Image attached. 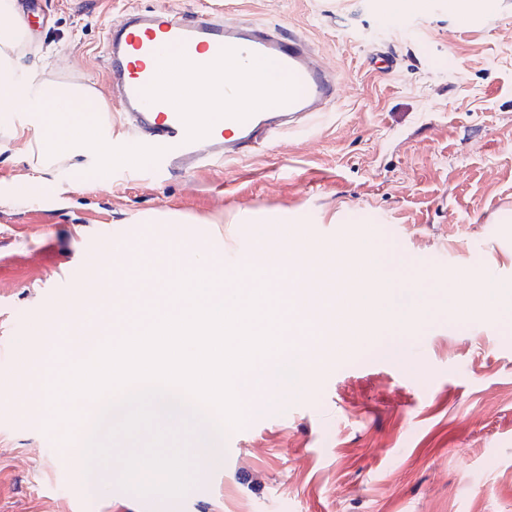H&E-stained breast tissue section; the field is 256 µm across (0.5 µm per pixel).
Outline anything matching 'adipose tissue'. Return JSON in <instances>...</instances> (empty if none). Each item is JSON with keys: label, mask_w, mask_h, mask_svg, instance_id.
Segmentation results:
<instances>
[{"label": "adipose tissue", "mask_w": 512, "mask_h": 512, "mask_svg": "<svg viewBox=\"0 0 512 512\" xmlns=\"http://www.w3.org/2000/svg\"><path fill=\"white\" fill-rule=\"evenodd\" d=\"M25 43L23 31L0 28V118L10 119L24 106L32 112H51V121L38 129L46 159L70 154L91 140L99 141L104 159H111V144L102 142L97 121L82 111L84 103L94 94L92 87L47 82L33 99L26 86L13 78L12 73L24 55ZM261 73L258 65L228 67L212 63L202 69L188 66L182 71L180 89L202 97L210 111L220 112L224 109L225 84H234L247 100L268 96ZM457 275L467 287L451 294L452 311L464 312L472 321L491 323L512 315L511 282L491 279L472 267L459 269Z\"/></svg>", "instance_id": "ef3b65f1"}]
</instances>
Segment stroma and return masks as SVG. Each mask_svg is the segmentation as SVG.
Instances as JSON below:
<instances>
[{
	"instance_id": "1",
	"label": "stroma",
	"mask_w": 512,
	"mask_h": 512,
	"mask_svg": "<svg viewBox=\"0 0 512 512\" xmlns=\"http://www.w3.org/2000/svg\"><path fill=\"white\" fill-rule=\"evenodd\" d=\"M499 2L484 28L435 0L403 14L370 0H20V81L89 85L111 112L104 43L130 8L239 4V18L303 34L345 89L308 127L187 176L137 169L127 136L111 166L91 144L45 165L34 129L0 123V345L44 317L63 276L81 283L114 235L146 261L170 234L220 255L267 224L331 251L371 223L396 296L442 260L449 275L478 260L512 280V226L497 221L512 214V0ZM380 50L396 73L370 66ZM430 299L422 326L328 350L322 382L223 428L213 480L178 498L78 482L81 427L52 425L36 401L12 411L0 512H512V321L458 324L442 281Z\"/></svg>"
}]
</instances>
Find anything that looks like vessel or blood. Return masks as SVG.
<instances>
[{
    "instance_id": "b4317fda",
    "label": "vessel or blood",
    "mask_w": 512,
    "mask_h": 512,
    "mask_svg": "<svg viewBox=\"0 0 512 512\" xmlns=\"http://www.w3.org/2000/svg\"><path fill=\"white\" fill-rule=\"evenodd\" d=\"M107 74L124 127L135 137L146 166L161 175L239 160L261 141L309 123L337 98L340 85L320 66L306 38L259 21L219 14L180 15L133 10L107 31ZM265 64L264 79L278 101L241 99L224 90V111H191V99L173 95L179 63ZM27 365L13 352L0 375V414L29 389L18 377Z\"/></svg>"
}]
</instances>
